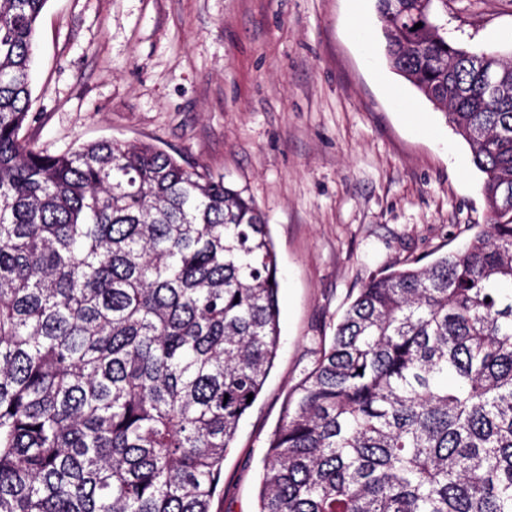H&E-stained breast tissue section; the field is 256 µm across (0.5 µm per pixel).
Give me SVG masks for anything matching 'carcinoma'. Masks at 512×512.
Returning <instances> with one entry per match:
<instances>
[{"instance_id":"obj_1","label":"carcinoma","mask_w":512,"mask_h":512,"mask_svg":"<svg viewBox=\"0 0 512 512\" xmlns=\"http://www.w3.org/2000/svg\"><path fill=\"white\" fill-rule=\"evenodd\" d=\"M47 2L0 0V512H211L280 346L269 224L153 144L25 138ZM447 9L374 0L487 224L360 289L286 402L257 512H512V63L449 41Z\"/></svg>"}]
</instances>
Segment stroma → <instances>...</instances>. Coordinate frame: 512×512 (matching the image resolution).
Wrapping results in <instances>:
<instances>
[{
    "mask_svg": "<svg viewBox=\"0 0 512 512\" xmlns=\"http://www.w3.org/2000/svg\"><path fill=\"white\" fill-rule=\"evenodd\" d=\"M450 41L512 54V0H448ZM26 135L55 154L145 141L246 190L278 257L281 347L213 512H255L287 394L384 267L486 223L481 173L389 67L373 0H48Z\"/></svg>",
    "mask_w": 512,
    "mask_h": 512,
    "instance_id": "1",
    "label": "stroma"
}]
</instances>
